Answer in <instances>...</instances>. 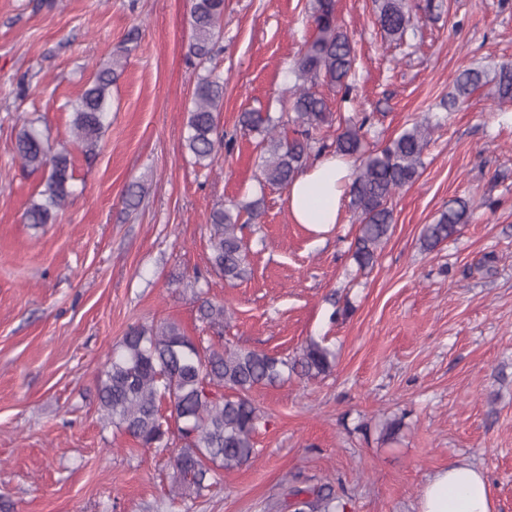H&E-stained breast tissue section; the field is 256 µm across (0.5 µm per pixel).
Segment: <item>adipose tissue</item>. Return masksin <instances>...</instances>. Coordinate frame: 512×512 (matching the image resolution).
Here are the masks:
<instances>
[{
    "label": "adipose tissue",
    "instance_id": "obj_1",
    "mask_svg": "<svg viewBox=\"0 0 512 512\" xmlns=\"http://www.w3.org/2000/svg\"><path fill=\"white\" fill-rule=\"evenodd\" d=\"M348 160L328 154L300 173L288 191L294 223L314 228L337 223L350 183ZM485 473L465 462L436 471L421 490V512H492Z\"/></svg>",
    "mask_w": 512,
    "mask_h": 512
}]
</instances>
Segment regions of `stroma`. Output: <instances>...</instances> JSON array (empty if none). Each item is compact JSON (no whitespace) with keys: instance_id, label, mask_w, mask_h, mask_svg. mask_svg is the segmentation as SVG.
<instances>
[{"instance_id":"stroma-1","label":"stroma","mask_w":512,"mask_h":512,"mask_svg":"<svg viewBox=\"0 0 512 512\" xmlns=\"http://www.w3.org/2000/svg\"><path fill=\"white\" fill-rule=\"evenodd\" d=\"M434 2L428 14L409 0L413 28L398 45L375 0H336L355 90L349 103L327 92L334 117L369 113L379 148L414 122L435 124L361 270L350 207L321 233L293 223L286 191L259 184L255 139L239 124L259 106L279 113L314 33L310 0H224L210 67L235 146L209 169L183 142L201 73L188 57L191 0H0V512H263L283 485L321 483L344 512H419L429 477L454 460L486 474L493 512H512V105L493 98L498 66L512 62V0ZM117 54L125 68L88 158L69 103ZM466 67L485 79L446 107ZM37 117L75 177L74 196L40 227L24 212L41 176L14 149ZM255 198L251 272L231 286L207 273L205 218ZM457 198L471 204L468 224L422 251L423 225ZM198 273L231 312L224 343L291 357L315 340L335 361L326 376L255 387L257 457L180 498L170 451L102 426L96 383L131 327L171 321L203 335ZM393 419L402 426L389 439Z\"/></svg>"}]
</instances>
